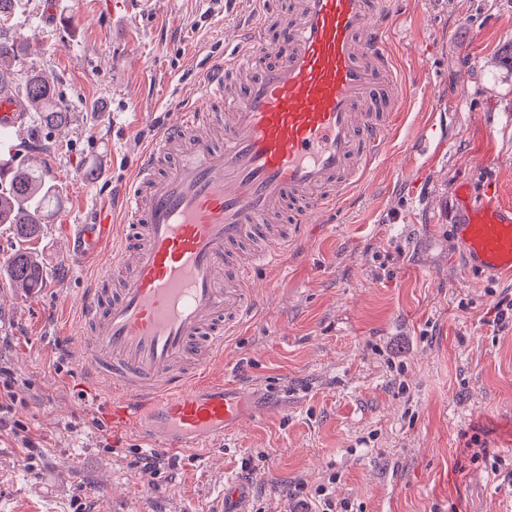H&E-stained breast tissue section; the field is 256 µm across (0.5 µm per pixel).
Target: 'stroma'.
Listing matches in <instances>:
<instances>
[{
	"label": "stroma",
	"instance_id": "obj_1",
	"mask_svg": "<svg viewBox=\"0 0 512 512\" xmlns=\"http://www.w3.org/2000/svg\"><path fill=\"white\" fill-rule=\"evenodd\" d=\"M25 0L0 31L29 35L12 66L23 89L47 75L71 114L34 127L60 213L33 241L43 284L4 269L24 243L0 224V369L22 399L0 423V512H214L227 479L248 512H313L317 487L348 512H512V485L472 460H512V320L496 306L512 279L468 270L453 222L499 185L512 201V0H404L389 45L410 74L393 151L341 203L340 223L307 232L287 268L258 284L251 320L213 369L252 415L223 443L137 464L148 445L113 432L65 354L96 265L63 258L67 224L121 203L134 156L229 50L254 0ZM430 124L431 162L399 165ZM95 172L91 187L76 172ZM70 221V222H71ZM39 441L24 448L14 432Z\"/></svg>",
	"mask_w": 512,
	"mask_h": 512
}]
</instances>
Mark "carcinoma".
Wrapping results in <instances>:
<instances>
[{
	"label": "carcinoma",
	"instance_id": "obj_1",
	"mask_svg": "<svg viewBox=\"0 0 512 512\" xmlns=\"http://www.w3.org/2000/svg\"><path fill=\"white\" fill-rule=\"evenodd\" d=\"M23 6L24 0H0V22H8ZM25 94L41 125L54 130L68 126L70 113L43 75L27 76ZM59 197L60 187L47 182L42 171L33 167L17 171L8 183H0V224L12 225L19 239L31 241L56 212ZM8 275L18 288L27 291L35 287L40 266L34 254L25 249L17 251L8 262Z\"/></svg>",
	"mask_w": 512,
	"mask_h": 512
}]
</instances>
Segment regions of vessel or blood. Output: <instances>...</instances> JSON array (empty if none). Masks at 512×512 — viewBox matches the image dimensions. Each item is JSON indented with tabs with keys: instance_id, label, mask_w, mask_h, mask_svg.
Here are the masks:
<instances>
[{
	"instance_id": "obj_1",
	"label": "vessel or blood",
	"mask_w": 512,
	"mask_h": 512,
	"mask_svg": "<svg viewBox=\"0 0 512 512\" xmlns=\"http://www.w3.org/2000/svg\"><path fill=\"white\" fill-rule=\"evenodd\" d=\"M257 2L232 53L138 153L119 213L65 236L69 259L97 260L77 304L80 369L113 431L135 429L153 448H202L238 429L239 391L211 376L225 335L252 315L258 282L287 265L306 228L336 222L337 203L388 151L408 94L385 50L395 0ZM28 112L12 87L0 90L13 171ZM455 231L468 268L512 276L511 203L487 193Z\"/></svg>"
}]
</instances>
